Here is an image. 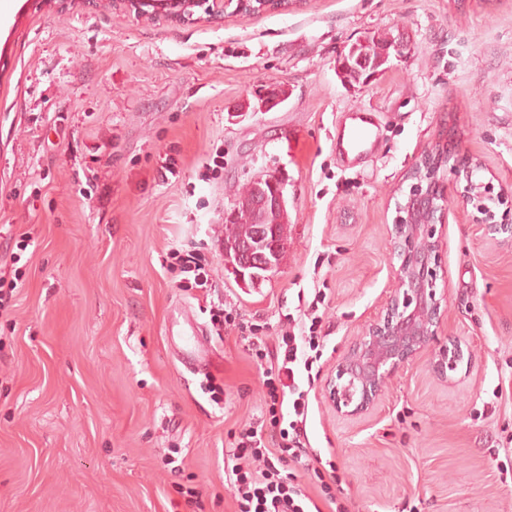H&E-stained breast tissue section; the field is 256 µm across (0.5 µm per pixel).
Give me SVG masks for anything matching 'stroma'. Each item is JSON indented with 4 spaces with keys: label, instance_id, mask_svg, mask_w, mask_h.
<instances>
[{
    "label": "stroma",
    "instance_id": "obj_1",
    "mask_svg": "<svg viewBox=\"0 0 512 512\" xmlns=\"http://www.w3.org/2000/svg\"><path fill=\"white\" fill-rule=\"evenodd\" d=\"M408 45L371 82L343 85L357 39ZM284 96L256 110V94ZM380 122L375 153L344 163L348 109ZM454 130L482 180L512 188V0H307L210 23L113 9L35 8L0 18V512H236L224 451L256 421L265 342L315 331L298 378L309 468L289 482L322 512H512V251L495 248L441 174L449 212L438 287L470 367L437 379L429 355L349 419L324 394L336 361L395 287L387 224L423 150ZM285 181L282 264L256 285L224 263V214L254 176ZM198 250L210 296L179 288L169 252ZM321 304H314V296ZM229 321L210 330L207 308ZM208 328L210 375L175 358L182 313ZM214 377L222 404L203 393ZM179 449L181 466L164 463ZM197 488L187 506L179 486Z\"/></svg>",
    "mask_w": 512,
    "mask_h": 512
}]
</instances>
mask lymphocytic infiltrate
<instances>
[{"instance_id": "obj_1", "label": "lymphocytic infiltrate", "mask_w": 512, "mask_h": 512, "mask_svg": "<svg viewBox=\"0 0 512 512\" xmlns=\"http://www.w3.org/2000/svg\"><path fill=\"white\" fill-rule=\"evenodd\" d=\"M267 398L262 414L241 435L226 456L230 467L226 476L237 512H321L318 504L301 489L289 485L279 470L292 461L308 464L303 425L308 403L297 382L304 359L294 334L278 336L266 350ZM288 432H280L281 424Z\"/></svg>"}]
</instances>
